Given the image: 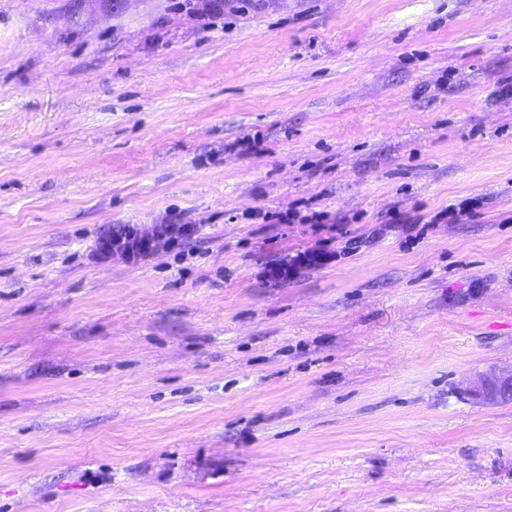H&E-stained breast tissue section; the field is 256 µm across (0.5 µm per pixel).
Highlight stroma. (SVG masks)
<instances>
[{"instance_id":"1","label":"stroma","mask_w":512,"mask_h":512,"mask_svg":"<svg viewBox=\"0 0 512 512\" xmlns=\"http://www.w3.org/2000/svg\"><path fill=\"white\" fill-rule=\"evenodd\" d=\"M491 372L512 0H0V512H512ZM195 233L192 224H156L150 231L139 232L122 228L102 241L100 250L106 255H116L126 261H139L159 248H171L182 244ZM326 256V253L320 250L297 253L291 259L281 261L272 266L269 276L274 281L286 280L297 275L303 268L321 264L326 259ZM472 392L485 400L502 398L503 394L512 395V373L506 376L482 375L473 383Z\"/></svg>"}]
</instances>
